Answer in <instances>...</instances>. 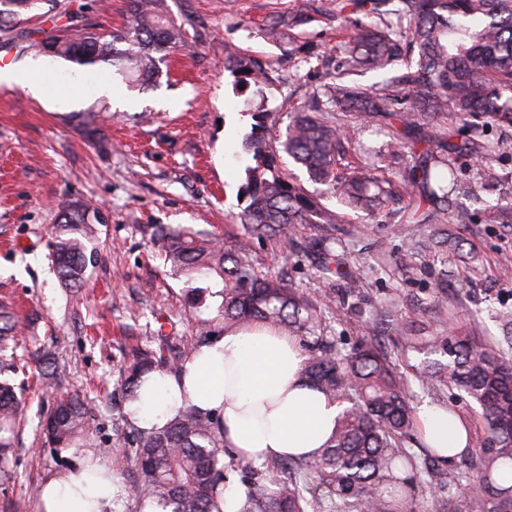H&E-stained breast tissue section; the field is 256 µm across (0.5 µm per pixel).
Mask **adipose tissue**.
<instances>
[{"label": "adipose tissue", "mask_w": 512, "mask_h": 512, "mask_svg": "<svg viewBox=\"0 0 512 512\" xmlns=\"http://www.w3.org/2000/svg\"><path fill=\"white\" fill-rule=\"evenodd\" d=\"M294 337L254 323L230 326L190 355L182 376L152 373L127 406L136 426L163 427L186 404L215 414L225 449L257 463L312 457L331 436L343 406L312 386ZM423 445L453 460L475 444L471 423L444 405L417 410ZM126 482L103 457L77 454L41 484L37 512H118Z\"/></svg>", "instance_id": "obj_1"}]
</instances>
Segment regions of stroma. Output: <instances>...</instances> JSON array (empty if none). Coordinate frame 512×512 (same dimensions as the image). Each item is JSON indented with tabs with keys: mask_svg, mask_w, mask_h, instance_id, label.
I'll return each mask as SVG.
<instances>
[{
	"mask_svg": "<svg viewBox=\"0 0 512 512\" xmlns=\"http://www.w3.org/2000/svg\"><path fill=\"white\" fill-rule=\"evenodd\" d=\"M93 31L127 25L128 0H69ZM169 18L188 32V43L160 65L159 82L129 89L107 66L75 69L53 58L51 76L36 74L47 94L0 86V303L14 304L25 339L56 333L58 389L32 381L40 373L28 364L24 378V422L0 484V512L26 497L25 512H36L30 487L70 463L62 450L40 443V423L57 394L85 389L93 404L120 389L119 367L134 348H153L160 335L174 343L196 338L194 310L185 303L183 279L171 275L157 256L148 230L152 224L190 226L225 238L235 234L231 214L240 196L248 157L241 142L251 130L248 96L237 94L224 69V48L233 46L261 64L268 75L262 91L271 131L285 128L289 115L305 102L322 98L340 76L344 37L336 28V0H166ZM288 11L304 13L307 23L293 28L292 49L267 41L262 26ZM110 77L114 97L99 94ZM68 92L67 107L56 95ZM126 112L122 123L99 125V141L87 138L75 117L81 112ZM392 128L381 122L354 128L355 143L345 164L377 165L380 176L404 184L410 157L377 160ZM487 137L496 146L494 167L501 179L490 201L512 202V129L489 122ZM459 190L448 203V231L462 249L447 264L417 259L407 270L394 259L404 236L397 206L367 215L322 203L337 211L338 238L351 244L348 262L363 288L355 308L326 302L337 283L324 279L314 263L286 254L273 241L255 243L253 264L261 272L287 271L294 286L321 300V325L300 337L309 348L327 336L341 351L362 337L381 335L397 343L400 371L421 365L424 355L404 336L461 334L481 327L500 337L498 311L512 308V223H486L477 161L467 154L451 160ZM95 201L106 221L93 243L97 258L79 288L58 283L47 243L59 221L61 201Z\"/></svg>",
	"mask_w": 512,
	"mask_h": 512,
	"instance_id": "1",
	"label": "stroma"
}]
</instances>
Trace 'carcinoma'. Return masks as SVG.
<instances>
[{
  "mask_svg": "<svg viewBox=\"0 0 512 512\" xmlns=\"http://www.w3.org/2000/svg\"><path fill=\"white\" fill-rule=\"evenodd\" d=\"M37 0H0V33L10 35L30 19ZM348 0L336 4L346 27L343 63L348 72L384 71L401 63L382 93L369 95L344 83L328 87L334 112H353L365 121L374 116L399 122L401 131L386 142L384 155L400 156L406 137L428 148L414 154L407 188L395 193L392 185L366 164L348 171L338 167L351 133L336 125L320 108H303L267 142L264 102L254 105V124L244 140L254 164L245 168L241 194L246 206L237 215L232 247L204 233L150 226L163 264L187 281L213 279L206 286L189 287L187 303L201 307L206 295L220 298L218 312L225 321L263 322L309 333L320 323V307L288 283V273L258 274L250 260L251 245L259 239L282 242L318 260L320 271L343 281L342 303L360 294L359 277L347 269L345 253L336 252L337 215L280 172V154L304 168L309 179L327 187L342 206L373 213L391 198L402 203L403 237L399 263L419 257L424 239L435 241L443 264L458 244L434 228L448 223V198L457 189V173L448 156L468 152L483 163L479 180L500 179L492 157L494 147L475 119L481 115L512 124V0ZM132 19L124 29L108 34L89 30L68 13L59 15L52 34L38 29L25 36L26 49L51 52L79 66L105 64L115 69L131 89L153 81L159 73L154 54L186 42L185 32L169 23L164 0H130ZM301 19L282 15L265 24L263 34L273 43H288V30ZM224 70L247 76L258 86L266 73L238 50L224 51ZM441 114L466 127L468 138L456 144L436 130ZM60 221L50 243L53 272L64 288L84 279L94 260L89 248L101 211L87 202L61 206ZM313 233L299 239L297 231ZM502 338L485 341L463 336H408L414 345L439 354L414 370L413 376L438 397L457 390L481 410L484 437L467 463L465 476L448 473L427 453L419 459L406 444L418 442L409 399L408 378L398 371L391 352L379 337L351 353L317 336L307 358L305 377L314 386L349 406L321 453L306 460L279 463L285 480L267 474L253 462L224 463V441L216 416L195 407L181 410L160 430L138 427L128 436L110 439L102 433L107 415L80 394L60 399L42 426L43 446L49 448H110L128 461L130 497L148 501L158 512H221L226 473H241L244 501L239 512H414L396 504L414 500L417 488L435 490L442 512H512V485L500 474L512 470V310L498 313ZM15 314L0 306V478L13 447L23 405L16 376L21 347ZM185 349L166 346L138 350L120 370L119 404L137 398L144 379L154 372L177 375Z\"/></svg>",
  "mask_w": 512,
  "mask_h": 512,
  "instance_id": "obj_1",
  "label": "carcinoma"
}]
</instances>
